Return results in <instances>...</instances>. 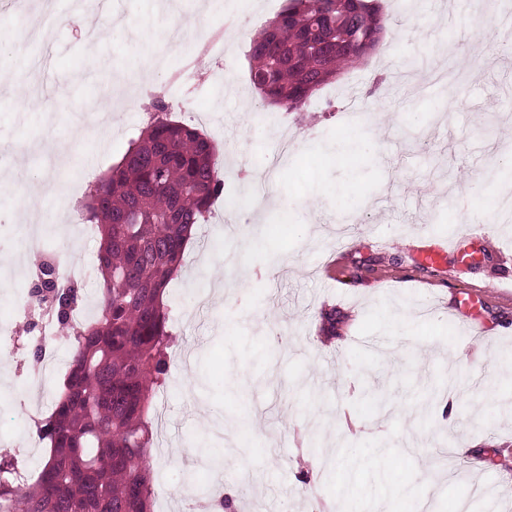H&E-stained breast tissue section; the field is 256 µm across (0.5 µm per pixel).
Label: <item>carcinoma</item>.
Instances as JSON below:
<instances>
[{"mask_svg": "<svg viewBox=\"0 0 512 512\" xmlns=\"http://www.w3.org/2000/svg\"><path fill=\"white\" fill-rule=\"evenodd\" d=\"M377 0H288L250 41L249 79L264 100L305 112L312 97L378 45ZM143 135L89 187L85 218L97 225L102 275L97 316L70 318L78 288L42 264L71 361L51 413L35 422L48 454L35 476L0 457V507L8 512H152L154 395L170 368L163 302L190 230L224 191L216 145L168 118L158 100Z\"/></svg>", "mask_w": 512, "mask_h": 512, "instance_id": "carcinoma-1", "label": "carcinoma"}]
</instances>
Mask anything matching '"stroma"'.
<instances>
[{"mask_svg": "<svg viewBox=\"0 0 512 512\" xmlns=\"http://www.w3.org/2000/svg\"><path fill=\"white\" fill-rule=\"evenodd\" d=\"M286 0H253L243 34L226 43L239 83L226 87L223 60L198 76L194 105L170 103L172 120L197 127L224 150V188L241 190V171L273 167L281 198L302 202L294 229L271 241L264 256L244 250L250 237L269 235L275 214L265 208L222 209L199 225L183 265L169 286L172 331L169 380L155 397L153 425L163 448L154 462L155 512H182L184 489L219 486L239 512H488L473 487H492L512 512V223L496 222L482 197L488 165L512 143V25L489 29L473 0H384L391 19L367 59L322 88L307 112L288 115L301 140L288 159L273 162L277 117L249 82L248 45ZM117 23L88 49L79 21L58 23L42 81L45 112L21 116L17 94L29 89L34 55L17 36L19 19L0 12V150L9 169L40 184L68 183L78 169L84 184L108 174L146 127L149 105L166 91L190 44L169 34L168 5L110 0ZM407 38H399L401 30ZM165 67L144 72L143 62ZM457 69L458 84L432 83L436 64ZM107 103L112 119L89 123L70 146L75 117ZM345 112L367 114L345 127ZM389 115V130L371 117ZM370 140L363 153L340 164L327 148L347 135ZM355 175L352 192L336 184ZM473 231L462 252L440 263L419 259L430 243L452 240L461 215ZM25 230L16 199L0 196V257L10 284L0 288V319L13 317ZM46 244L89 264L80 303L98 306L101 275L93 261L98 237L71 236ZM252 274L221 301L197 304V288L225 278V254ZM483 328L472 336L453 323L459 299ZM333 311L332 320L322 317ZM28 323H19L0 353V449L30 455L38 471L47 448L35 417L51 412L69 366L65 339L47 341L36 359ZM455 397V420L443 413ZM207 407L231 420L221 434L204 430ZM330 453V477L302 468L307 438ZM180 448L209 449L223 457L222 472L173 459ZM404 459L407 476L383 478L389 458Z\"/></svg>", "mask_w": 512, "mask_h": 512, "instance_id": "35a3bbf8", "label": "stroma"}]
</instances>
